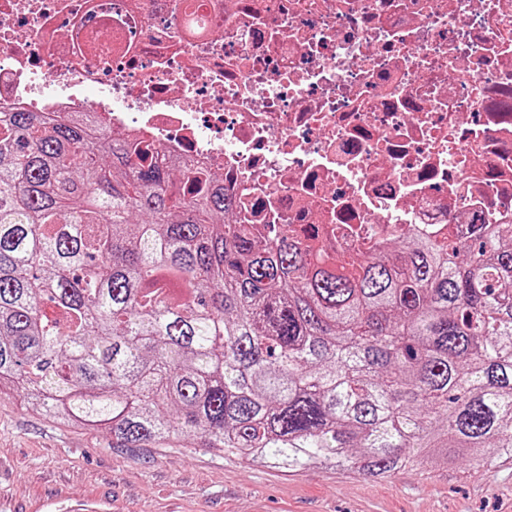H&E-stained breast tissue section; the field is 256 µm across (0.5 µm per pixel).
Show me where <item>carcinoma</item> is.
<instances>
[{"label":"carcinoma","instance_id":"1","mask_svg":"<svg viewBox=\"0 0 512 512\" xmlns=\"http://www.w3.org/2000/svg\"><path fill=\"white\" fill-rule=\"evenodd\" d=\"M1 386L125 448L190 437L374 481L512 466V224L347 266L237 223L192 157L86 112L1 110Z\"/></svg>","mask_w":512,"mask_h":512}]
</instances>
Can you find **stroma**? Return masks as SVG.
<instances>
[{
	"instance_id": "35a3bbf8",
	"label": "stroma",
	"mask_w": 512,
	"mask_h": 512,
	"mask_svg": "<svg viewBox=\"0 0 512 512\" xmlns=\"http://www.w3.org/2000/svg\"><path fill=\"white\" fill-rule=\"evenodd\" d=\"M512 512V467L467 458L375 483L347 471L285 472L206 448H121L0 392V512Z\"/></svg>"
}]
</instances>
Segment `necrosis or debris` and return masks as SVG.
Listing matches in <instances>:
<instances>
[{"instance_id":"4bbe7bcc","label":"necrosis or debris","mask_w":512,"mask_h":512,"mask_svg":"<svg viewBox=\"0 0 512 512\" xmlns=\"http://www.w3.org/2000/svg\"><path fill=\"white\" fill-rule=\"evenodd\" d=\"M0 109L95 114L347 256L512 223V0H0Z\"/></svg>"}]
</instances>
